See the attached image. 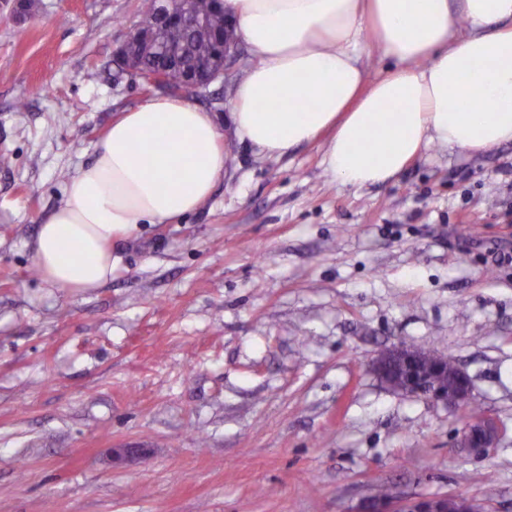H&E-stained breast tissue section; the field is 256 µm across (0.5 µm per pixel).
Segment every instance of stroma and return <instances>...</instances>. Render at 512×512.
Segmentation results:
<instances>
[{
    "mask_svg": "<svg viewBox=\"0 0 512 512\" xmlns=\"http://www.w3.org/2000/svg\"><path fill=\"white\" fill-rule=\"evenodd\" d=\"M0 0V512H356L461 494L512 512V144L433 146L332 181L315 142L240 143L230 81L188 93L229 163L211 199L112 240V278L49 287L31 243L112 120L147 100L112 52L147 0ZM28 105L18 120V101ZM404 344L447 356L499 435L388 390ZM141 448L144 457H113ZM498 434L495 422L484 416H474L466 424L462 434L461 447L471 450L491 448Z\"/></svg>",
    "mask_w": 512,
    "mask_h": 512,
    "instance_id": "1",
    "label": "stroma"
}]
</instances>
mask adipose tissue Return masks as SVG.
Instances as JSON below:
<instances>
[{
	"label": "adipose tissue",
	"mask_w": 512,
	"mask_h": 512,
	"mask_svg": "<svg viewBox=\"0 0 512 512\" xmlns=\"http://www.w3.org/2000/svg\"><path fill=\"white\" fill-rule=\"evenodd\" d=\"M256 61L230 100L240 142L268 157L324 141L337 181L395 178L431 143H512V0H224ZM394 60L368 77L366 49ZM209 112L160 96L122 113L40 224L34 263L82 293L112 277V239L198 210L224 173Z\"/></svg>",
	"instance_id": "ef3b65f1"
}]
</instances>
